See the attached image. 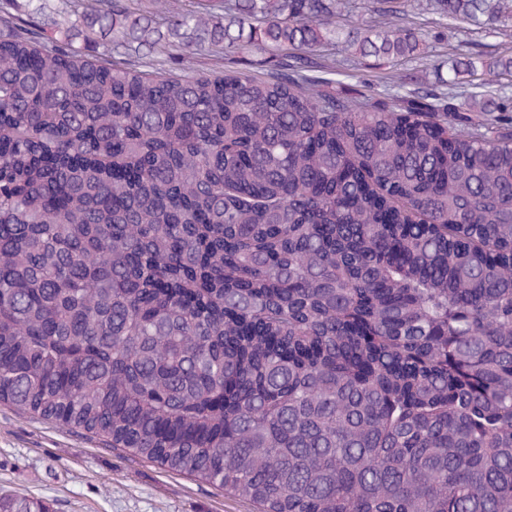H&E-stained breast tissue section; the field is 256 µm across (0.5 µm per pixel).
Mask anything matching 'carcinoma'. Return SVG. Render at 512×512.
I'll use <instances>...</instances> for the list:
<instances>
[{
    "instance_id": "cac0c4a2",
    "label": "carcinoma",
    "mask_w": 512,
    "mask_h": 512,
    "mask_svg": "<svg viewBox=\"0 0 512 512\" xmlns=\"http://www.w3.org/2000/svg\"><path fill=\"white\" fill-rule=\"evenodd\" d=\"M12 2L0 405L261 512H512V106L466 93L474 63L373 103L312 75L344 30L359 63L426 57L411 0L362 24L355 0H56L57 31ZM413 6L512 21V0ZM132 44L279 61L169 78ZM485 67L512 77V53Z\"/></svg>"
}]
</instances>
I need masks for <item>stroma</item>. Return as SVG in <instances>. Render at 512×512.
I'll use <instances>...</instances> for the list:
<instances>
[{
  "label": "stroma",
  "instance_id": "stroma-1",
  "mask_svg": "<svg viewBox=\"0 0 512 512\" xmlns=\"http://www.w3.org/2000/svg\"><path fill=\"white\" fill-rule=\"evenodd\" d=\"M512 46V25L484 31L467 25L446 40L431 41L429 55L404 63V89L438 85L453 60H469L479 71L472 90L512 103V78L482 71L483 62ZM345 73L336 92L354 81L365 83L376 99L378 69L355 65L345 44L332 50ZM0 494L39 498L56 512H256L248 499L217 486L118 453L85 433L37 417L21 416L0 405Z\"/></svg>",
  "mask_w": 512,
  "mask_h": 512
}]
</instances>
